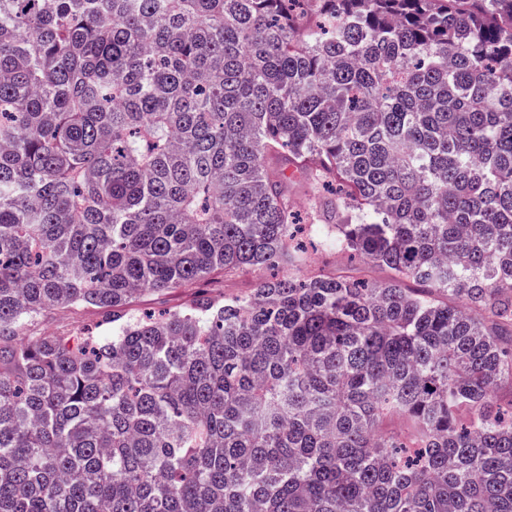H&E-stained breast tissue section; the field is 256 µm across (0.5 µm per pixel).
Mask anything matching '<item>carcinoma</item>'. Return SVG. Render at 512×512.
Wrapping results in <instances>:
<instances>
[{
	"label": "carcinoma",
	"mask_w": 512,
	"mask_h": 512,
	"mask_svg": "<svg viewBox=\"0 0 512 512\" xmlns=\"http://www.w3.org/2000/svg\"><path fill=\"white\" fill-rule=\"evenodd\" d=\"M503 382L512 0H0V512H512ZM310 271H321L327 274L361 273L367 278L375 281H384L388 278V272L384 268L373 264L366 265L362 261L351 260L349 257L337 253L336 249L319 248L312 252V263L310 267L304 269V273ZM270 272L247 270L232 276H224V272L215 271L206 279L186 288H175L163 293L145 292L131 302L127 310L130 315L147 310L164 312L180 310L187 307L200 294H208L215 298H233L248 295L256 287L263 275ZM107 316L105 310L91 306L48 310L29 322L21 337L48 334L76 340L82 338L88 330L95 328L97 331L105 332L106 327H109L105 324Z\"/></svg>",
	"instance_id": "cac0c4a2"
}]
</instances>
